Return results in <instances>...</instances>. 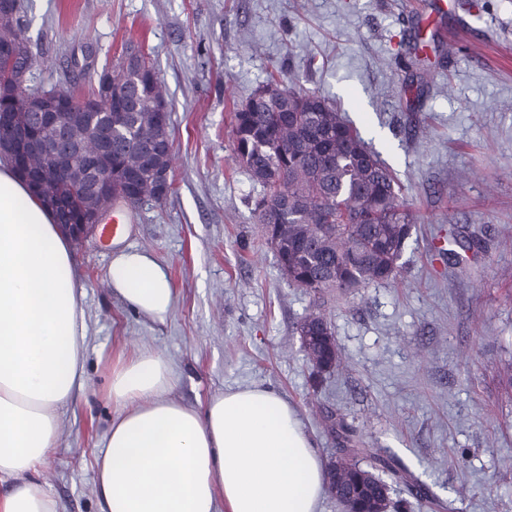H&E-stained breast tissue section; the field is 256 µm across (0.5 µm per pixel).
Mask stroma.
Instances as JSON below:
<instances>
[{"label": "stroma", "mask_w": 512, "mask_h": 512, "mask_svg": "<svg viewBox=\"0 0 512 512\" xmlns=\"http://www.w3.org/2000/svg\"><path fill=\"white\" fill-rule=\"evenodd\" d=\"M458 2L23 0L30 85L89 94L132 43L172 119L174 192L129 209L121 234L168 268V319L113 293L112 238L73 247L87 377L40 469L56 512H101L96 462L118 410L103 393L113 355L142 347L175 364L185 405L262 385L295 406L322 463L340 446L333 414L455 512H512V0ZM421 40L433 79L416 92L405 62ZM277 67L371 140L418 215L397 283L319 300L349 359L339 374L312 372L296 324L317 300L282 276L254 212L263 189L233 161L232 104ZM452 225L481 242L455 268L437 253Z\"/></svg>", "instance_id": "35a3bbf8"}]
</instances>
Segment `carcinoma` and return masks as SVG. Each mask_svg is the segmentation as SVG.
<instances>
[{
	"label": "carcinoma",
	"instance_id": "obj_1",
	"mask_svg": "<svg viewBox=\"0 0 512 512\" xmlns=\"http://www.w3.org/2000/svg\"><path fill=\"white\" fill-rule=\"evenodd\" d=\"M19 13L0 22V31H14L15 61L0 56V69L15 81L12 93L22 112H45L59 104L47 90L27 84L24 70L30 58ZM162 83L146 59L134 65L122 56L112 67V132L106 148L112 177L125 189L122 200L132 206L153 201L154 171L161 169L155 138L171 115L160 117L157 100ZM235 163L260 184L263 195L256 215L263 229L279 225L274 249L280 269H288V284L313 295L332 290L350 293L357 288L394 283L415 223L409 204L400 195L392 170L353 124L314 91L288 85L279 68L270 73L248 100L230 112ZM448 258L460 262L454 250H471V242L448 230ZM297 333L311 337L308 361L318 372L342 369L345 360L330 324L313 309L297 323ZM347 446L329 463V491L356 512H389L388 476L402 492L430 502L438 512L453 506L432 496L429 487L385 448H357L350 429L336 422ZM366 455L380 467L375 473L360 465Z\"/></svg>",
	"mask_w": 512,
	"mask_h": 512
}]
</instances>
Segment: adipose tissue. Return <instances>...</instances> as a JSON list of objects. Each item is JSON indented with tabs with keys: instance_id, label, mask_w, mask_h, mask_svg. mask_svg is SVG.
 <instances>
[{
	"instance_id": "obj_1",
	"label": "adipose tissue",
	"mask_w": 512,
	"mask_h": 512,
	"mask_svg": "<svg viewBox=\"0 0 512 512\" xmlns=\"http://www.w3.org/2000/svg\"><path fill=\"white\" fill-rule=\"evenodd\" d=\"M130 308L165 320L176 290L151 253L120 248L108 268ZM83 289L72 243L0 160V512H55L36 472L59 436L58 409L82 389ZM173 362L145 348L111 367L120 407L97 460L102 512H319L326 473L294 406L245 385L199 409L170 398Z\"/></svg>"
}]
</instances>
